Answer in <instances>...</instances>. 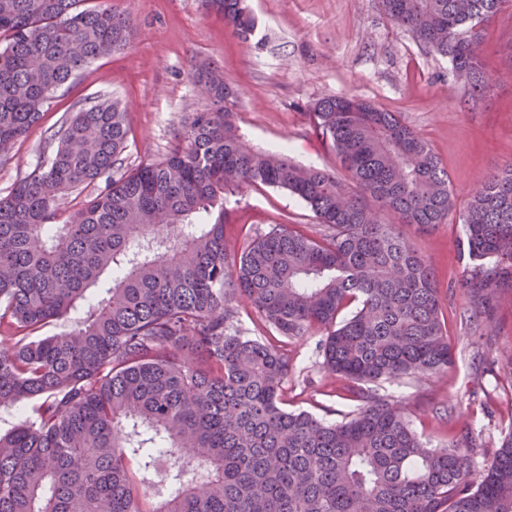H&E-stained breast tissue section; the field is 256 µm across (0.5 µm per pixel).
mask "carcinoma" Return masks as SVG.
<instances>
[{"label": "carcinoma", "mask_w": 512, "mask_h": 512, "mask_svg": "<svg viewBox=\"0 0 512 512\" xmlns=\"http://www.w3.org/2000/svg\"><path fill=\"white\" fill-rule=\"evenodd\" d=\"M83 2L0 0V162L59 88L129 44L127 16ZM203 2L252 36L243 0ZM381 3L468 68L473 96L487 92L471 33L512 0ZM216 69L193 62L210 106L162 160L114 175L129 130L103 100L65 118L47 161L0 197V408L33 405L0 432V512H512V431L477 477L464 463L483 447L472 430L431 446L377 393L356 391L361 405L339 422L290 411L282 346L234 327L245 304L283 338L326 331L324 366L351 391L447 372L440 289L400 225L455 215L469 317L483 322L512 289V163L457 211L448 170L398 113L330 96L309 117L344 182L250 145ZM103 177L60 219L64 196ZM257 185L298 197L323 230L277 224L229 254L224 202ZM107 276L85 316L38 335Z\"/></svg>", "instance_id": "carcinoma-1"}]
</instances>
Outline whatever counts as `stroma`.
I'll list each match as a JSON object with an SVG mask.
<instances>
[{
	"instance_id": "35a3bbf8",
	"label": "stroma",
	"mask_w": 512,
	"mask_h": 512,
	"mask_svg": "<svg viewBox=\"0 0 512 512\" xmlns=\"http://www.w3.org/2000/svg\"><path fill=\"white\" fill-rule=\"evenodd\" d=\"M91 2L129 17L132 43L96 59L57 92L39 124L15 144L10 161L0 164V196L50 155L54 132L76 104L122 102L129 128L123 168L163 159L192 114L208 105L189 76L195 58L220 66L237 93V123L250 143L284 148L302 165L345 174L308 114L312 102L329 95L355 96L398 113L447 168L457 206L465 205L477 179L512 162L510 8L480 32L482 62L494 83L476 98L447 58L388 20L381 0H246L257 27L245 43L222 17L207 13L202 0ZM313 221L300 199L266 186L245 188L224 204L231 247L275 224ZM406 233L437 278L454 362L441 375L382 380L370 389L401 404L431 445L448 443L465 428L480 433L485 450L468 461L480 475L512 431V298L492 310L489 324L466 329L460 224L451 220L428 233L410 226ZM325 337L318 331L289 341L283 399L288 410L335 422L351 416L357 401L342 377L325 370Z\"/></svg>"
}]
</instances>
